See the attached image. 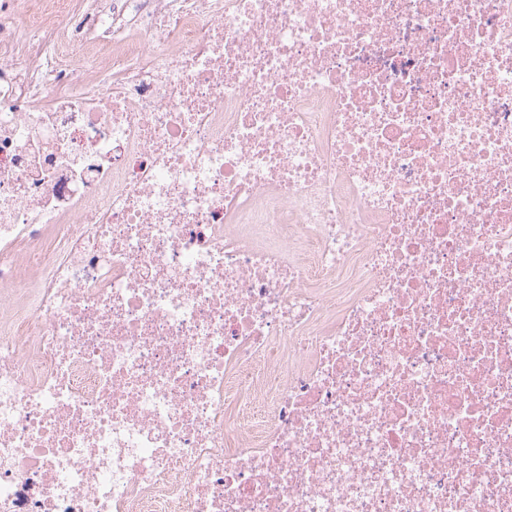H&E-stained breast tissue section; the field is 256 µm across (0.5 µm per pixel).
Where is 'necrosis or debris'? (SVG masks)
Returning <instances> with one entry per match:
<instances>
[{"instance_id":"1","label":"necrosis or debris","mask_w":512,"mask_h":512,"mask_svg":"<svg viewBox=\"0 0 512 512\" xmlns=\"http://www.w3.org/2000/svg\"><path fill=\"white\" fill-rule=\"evenodd\" d=\"M0 512H512V0H0Z\"/></svg>"}]
</instances>
